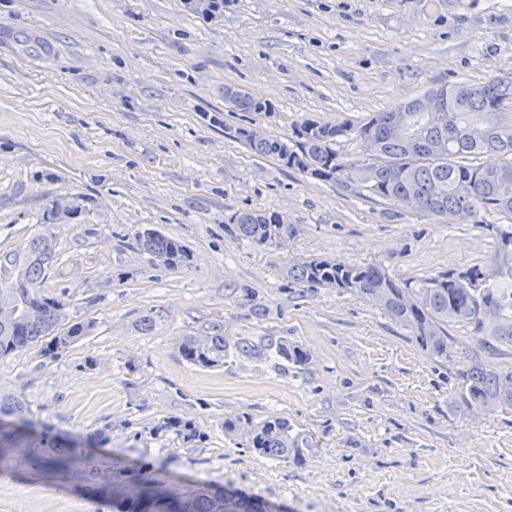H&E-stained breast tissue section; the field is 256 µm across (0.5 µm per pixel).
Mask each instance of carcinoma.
I'll return each instance as SVG.
<instances>
[{
  "instance_id": "carcinoma-1",
  "label": "carcinoma",
  "mask_w": 512,
  "mask_h": 512,
  "mask_svg": "<svg viewBox=\"0 0 512 512\" xmlns=\"http://www.w3.org/2000/svg\"><path fill=\"white\" fill-rule=\"evenodd\" d=\"M443 97L438 112H424L420 96L391 108L374 112L357 125L304 122L289 139L273 135L253 138L248 127L239 125L226 134L240 140L257 155L270 158L321 180H333L348 188L360 185L369 196L410 206L434 218L452 213L465 222L480 214L496 235L497 249L487 267L474 265L461 280L450 269L434 277L397 282L374 265L345 266L330 260H310L288 267V278L307 287H334L354 291L381 306L397 323L410 328L415 341L433 355L448 358L447 325H461L482 339L491 352L501 355L512 349V76L493 75L482 84L456 82L428 88ZM230 112H267L269 106L240 88L224 98ZM496 112L495 124H484L486 114ZM400 114L406 133L393 132L391 119ZM352 134L362 156L346 158L336 151L337 138ZM493 153L499 163L486 166L481 155ZM467 187V195L459 187ZM67 216L60 219L54 209L42 216L45 224H67L91 211L92 199L67 196ZM232 231L258 246L278 248L282 236L293 227L275 212L241 210L231 216ZM137 249L150 258L165 255L175 268L186 258L185 246L157 230L145 229L135 236ZM55 240L39 233L22 252L0 255V303H12L15 315L0 321V357L28 348L45 337L44 354L56 357L76 341L92 334L93 320L71 322L68 303L41 292V284L54 270ZM240 355L255 352L247 337L228 343L224 324L214 323L204 336H184L179 352L201 368L224 365L229 347ZM265 354L277 364H307L309 355L300 345L280 337L264 344ZM460 399L465 407L483 404L488 411L512 407V371L473 364L459 373ZM26 406L15 395H0V451L6 443H17L29 435ZM246 447L272 458H300L309 448L305 435L293 431L288 420L273 417L249 428ZM36 466L69 469L82 463L69 445L47 442L32 458ZM103 490L117 501V512H272L251 496L224 490V505L204 490L169 500L151 473L143 467L122 468ZM132 481L134 501L118 500L120 485Z\"/></svg>"
}]
</instances>
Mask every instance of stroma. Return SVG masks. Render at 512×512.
<instances>
[{
	"label": "stroma",
	"mask_w": 512,
	"mask_h": 512,
	"mask_svg": "<svg viewBox=\"0 0 512 512\" xmlns=\"http://www.w3.org/2000/svg\"><path fill=\"white\" fill-rule=\"evenodd\" d=\"M510 73L512 0H225L214 16L186 0H0V254L51 233L58 269L43 292L97 323L58 357L37 344L0 358V394L22 397L35 429L0 453V512H115L100 485L142 464L165 491L231 487L276 512H512V409L472 416L458 377L512 357L457 325L452 358L436 357L358 294L286 274L328 259L418 281L489 264L492 229L360 195L224 135L250 123L285 139L305 121L357 123L436 84ZM228 84L269 111H226ZM66 194L98 205L40 224ZM243 209L277 212L295 233L257 247L228 226ZM144 228L188 260L152 263L134 241ZM215 322L231 342L288 338L309 362L188 363L181 337ZM240 416L287 418L312 446L299 461L258 455L224 431ZM49 440L77 443L84 469L33 466Z\"/></svg>",
	"instance_id": "obj_1"
}]
</instances>
